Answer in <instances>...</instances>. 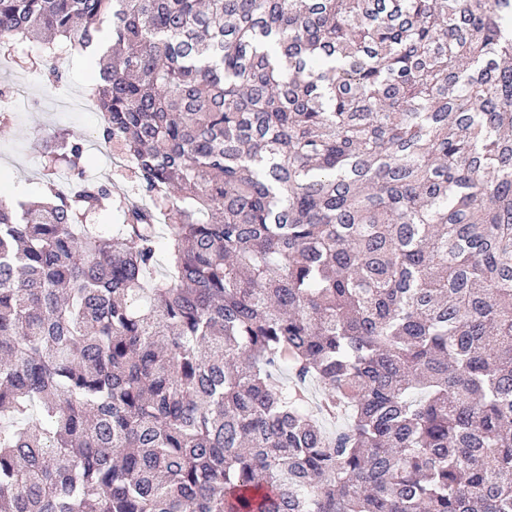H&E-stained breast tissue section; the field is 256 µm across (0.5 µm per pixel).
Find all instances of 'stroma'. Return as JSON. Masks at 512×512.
<instances>
[{"mask_svg": "<svg viewBox=\"0 0 512 512\" xmlns=\"http://www.w3.org/2000/svg\"><path fill=\"white\" fill-rule=\"evenodd\" d=\"M38 55L34 42L0 51V88L23 85L35 100L0 120V191L36 201L44 193L46 178L67 187L68 174L50 169L44 156V136L62 130L83 143L89 179L108 184L113 192L133 195L138 183L134 164L117 158L116 145L98 137L101 118L89 100L94 74L86 67L84 51L72 48L63 53L58 61L62 79L57 83L48 80Z\"/></svg>", "mask_w": 512, "mask_h": 512, "instance_id": "35a3bbf8", "label": "stroma"}]
</instances>
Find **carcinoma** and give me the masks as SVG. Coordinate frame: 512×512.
<instances>
[{"label":"carcinoma","instance_id":"cac0c4a2","mask_svg":"<svg viewBox=\"0 0 512 512\" xmlns=\"http://www.w3.org/2000/svg\"><path fill=\"white\" fill-rule=\"evenodd\" d=\"M105 25L153 205L0 198V512H512V0H0Z\"/></svg>","mask_w":512,"mask_h":512}]
</instances>
